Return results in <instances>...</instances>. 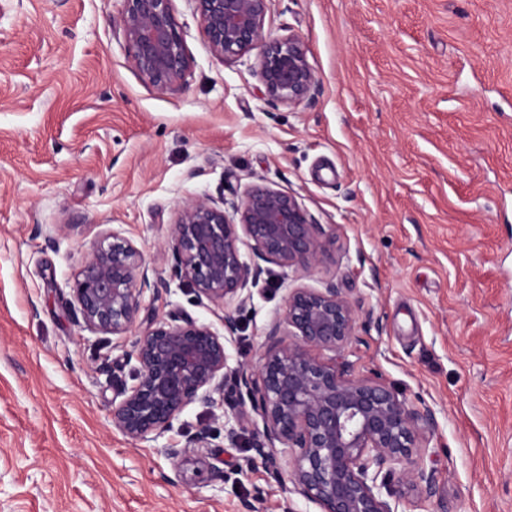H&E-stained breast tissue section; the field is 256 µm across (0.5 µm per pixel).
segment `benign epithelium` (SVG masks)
I'll return each mask as SVG.
<instances>
[{"mask_svg": "<svg viewBox=\"0 0 512 512\" xmlns=\"http://www.w3.org/2000/svg\"><path fill=\"white\" fill-rule=\"evenodd\" d=\"M122 32L138 76L164 94L180 88L191 57L174 14V0H124ZM213 52L234 59L257 51L255 75L270 100L294 104L319 92L307 48L297 33L265 29L272 0H194ZM267 262L310 275L322 262L320 227L293 194L264 183L250 185L231 203L195 198L180 204L163 246L172 274L198 299L223 303L224 333L172 313L144 333L132 328L138 297L168 288L149 278L140 251L119 232L102 236L74 283L73 294L91 331L112 336V347L131 346L137 365L132 384L112 407V426L134 442L155 441L197 399L224 396V378L245 388L227 434L248 411L261 417L254 450L271 463L276 445L289 449L287 475L294 489L323 512H397L410 490L433 493L418 448L433 411L415 409L392 388L355 376L334 358L355 336L362 308L336 285L288 289L285 313L274 317L254 364L229 365L226 343L239 327L237 314L251 298L260 269L244 259L241 245ZM394 502L384 499L381 489Z\"/></svg>", "mask_w": 512, "mask_h": 512, "instance_id": "benign-epithelium-1", "label": "benign epithelium"}]
</instances>
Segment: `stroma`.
<instances>
[{
    "instance_id": "obj_1",
    "label": "stroma",
    "mask_w": 512,
    "mask_h": 512,
    "mask_svg": "<svg viewBox=\"0 0 512 512\" xmlns=\"http://www.w3.org/2000/svg\"><path fill=\"white\" fill-rule=\"evenodd\" d=\"M123 11L0 0V512H321L285 450L274 468L257 458L261 422L227 438L235 376L223 404L192 402L157 441L113 428L135 363L72 296L103 234L166 276L179 203L259 182L324 230L307 285L363 307L345 363L435 412L434 492H408L405 512H512V0H272L267 28L302 36L320 85L291 106L262 95L256 53L212 51L192 0H174L192 67L157 92ZM260 268L234 364L256 360L297 284ZM174 311L222 326L174 280L141 293L134 333Z\"/></svg>"
}]
</instances>
